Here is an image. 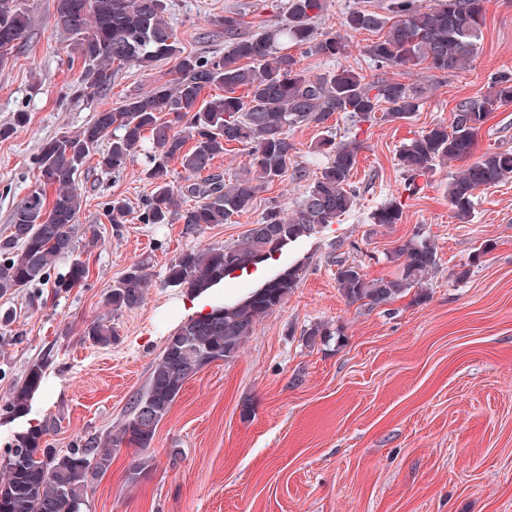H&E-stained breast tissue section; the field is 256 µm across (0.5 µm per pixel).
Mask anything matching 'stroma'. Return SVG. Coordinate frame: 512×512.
<instances>
[{"label": "stroma", "mask_w": 512, "mask_h": 512, "mask_svg": "<svg viewBox=\"0 0 512 512\" xmlns=\"http://www.w3.org/2000/svg\"><path fill=\"white\" fill-rule=\"evenodd\" d=\"M270 0H166L165 18L184 53H224L214 24L225 11L244 14L250 29L283 19ZM388 0H325L317 36L348 44L337 61L304 53L300 66L318 75L340 66L367 80L386 76L421 94L409 118L355 126L344 113L321 125L292 128L291 170L258 194L251 211L186 233L180 224H146L153 187L136 157L118 172L88 158L78 185L84 205L74 229L76 253L89 265L84 287L54 295L50 286L0 297V405L26 368L40 361L45 382L22 418L0 413V453L14 437L44 426L54 448L116 433L145 389L168 338L195 316L196 295L165 283L180 252L242 242L271 205L291 208L326 158L330 136L361 149L351 178L357 203L334 224L287 244L257 271L236 272L213 296H247L294 264L306 263L298 288L260 318L237 356L192 377L161 421L146 455L149 472L129 481L136 454L124 448L88 495L86 512H512V182L478 192L469 222H459L446 189L460 164L450 161L416 177L408 192L396 153L403 143L451 123L460 100L478 99L493 75L512 74V0H487L480 49L470 67L448 76L425 68L378 70L365 52L376 33L352 32L346 12L385 13ZM30 18L24 40L0 67V237L13 210L39 185L42 144L74 133L94 113L149 91L171 77L172 61L118 71L105 94L78 98L70 86L83 65L70 36L54 26V0H19ZM28 122L15 127L17 113ZM126 199L125 224H110L112 197ZM400 200V223H372V212ZM435 245L439 267L422 287L373 308L350 304L336 283V262L368 277L395 271L389 255L413 237ZM95 247H88L90 238ZM490 245L478 255L481 245ZM148 259L142 305L112 313L113 282ZM112 316L120 338L103 348L85 341L86 321ZM321 323L331 339L307 345L303 333Z\"/></svg>", "instance_id": "1"}]
</instances>
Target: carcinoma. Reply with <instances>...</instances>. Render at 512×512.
<instances>
[{
	"instance_id": "cac0c4a2",
	"label": "carcinoma",
	"mask_w": 512,
	"mask_h": 512,
	"mask_svg": "<svg viewBox=\"0 0 512 512\" xmlns=\"http://www.w3.org/2000/svg\"><path fill=\"white\" fill-rule=\"evenodd\" d=\"M484 3L436 0L425 10L419 0H389L390 17L354 8L346 13L343 26L356 32L386 30L365 49L381 68L411 73L425 63L451 76L467 69L478 54ZM165 10V0H56L55 26L75 40L83 64L74 90L77 97L109 90L117 72L127 65L149 70L167 59L175 65L168 81L125 98L116 108L95 112L73 135L43 143L38 158L42 181L14 210L10 233L0 239V297L48 282L56 294L84 285L89 268L74 255V226L84 203L76 184L87 158L105 140L108 149L97 161L102 170L118 171L144 155L145 177L153 187L144 223H179L196 232L250 211L257 195L284 175L295 152L288 135L291 128L318 126L335 112H344L359 124L396 121L420 107L418 94L396 80L367 82L345 68L311 76L299 67L294 48L331 61L347 52V43L339 36L315 37L314 22L323 0H287L286 23L253 32L246 30L242 13H224L215 20L224 28V55L212 60L180 50L164 19ZM28 27L18 0H0V66L7 64ZM213 86L223 88L224 94L204 99L205 90ZM511 102L512 77L496 76L490 93L456 104L450 125L436 124L398 151V164L412 177L448 160L464 163L448 183L449 206L462 222L472 216L476 192L512 179V148L474 156L477 136L492 112ZM236 143L248 149L245 171L228 180L212 173L225 145ZM317 150L327 155V164L290 214L273 206L252 225L243 243L181 252L167 267L168 285L193 292L220 288L232 272L271 258L285 245L350 212L357 201L351 175L359 145L325 138ZM173 163L186 174L185 184L177 190L170 180ZM177 193L194 204L176 208ZM402 210V204L392 200L371 218L375 224H397ZM106 213L111 223L123 224L129 205L114 197ZM65 257L70 258L66 272L50 279L51 269ZM392 262L398 266L395 274L370 279L360 266L339 260L338 289L351 304L373 307L395 301L436 270L437 250L430 241L414 236L395 248ZM146 268L144 261L134 263L112 284L106 297L112 313L143 303ZM304 274L305 265L296 264L245 299L217 297L210 312L183 322L167 338L145 391L107 446L101 448L92 439L66 450L50 448L42 427L17 435L0 455V512H84L88 491L112 467L120 448L151 447L159 423L192 377L183 366L186 351L196 352L203 367L236 357L256 321L280 307ZM83 336L107 347L115 330L108 320L96 318L85 323ZM44 376V364H31L3 411L17 418L28 415Z\"/></svg>"
}]
</instances>
